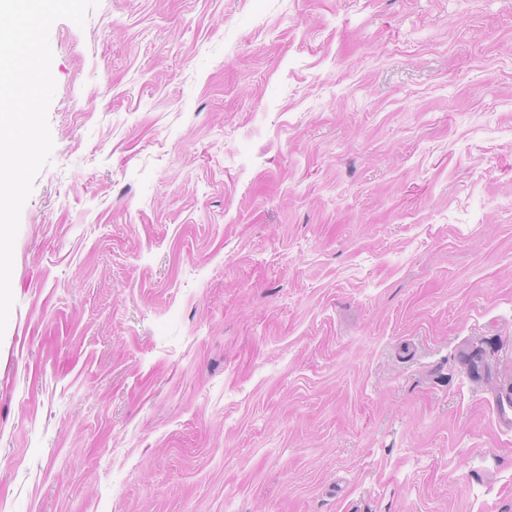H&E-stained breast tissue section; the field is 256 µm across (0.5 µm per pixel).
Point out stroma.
I'll return each mask as SVG.
<instances>
[{"instance_id":"35a3bbf8","label":"stroma","mask_w":512,"mask_h":512,"mask_svg":"<svg viewBox=\"0 0 512 512\" xmlns=\"http://www.w3.org/2000/svg\"><path fill=\"white\" fill-rule=\"evenodd\" d=\"M50 45L0 512H512V0H98Z\"/></svg>"}]
</instances>
